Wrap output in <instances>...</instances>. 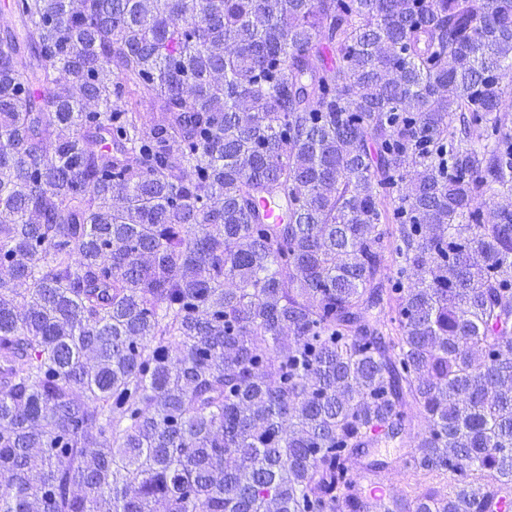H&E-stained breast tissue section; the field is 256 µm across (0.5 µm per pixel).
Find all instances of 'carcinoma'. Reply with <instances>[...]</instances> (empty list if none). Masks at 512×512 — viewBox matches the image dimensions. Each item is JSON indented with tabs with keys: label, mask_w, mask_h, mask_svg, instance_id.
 Here are the masks:
<instances>
[{
	"label": "carcinoma",
	"mask_w": 512,
	"mask_h": 512,
	"mask_svg": "<svg viewBox=\"0 0 512 512\" xmlns=\"http://www.w3.org/2000/svg\"><path fill=\"white\" fill-rule=\"evenodd\" d=\"M10 10L0 512H369L391 443L449 483L385 512L512 491V0Z\"/></svg>",
	"instance_id": "1"
}]
</instances>
